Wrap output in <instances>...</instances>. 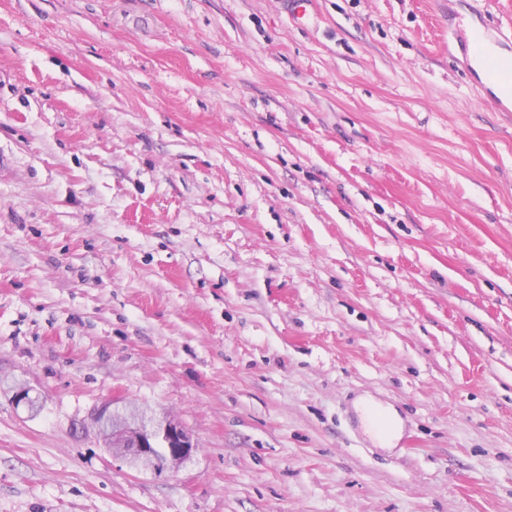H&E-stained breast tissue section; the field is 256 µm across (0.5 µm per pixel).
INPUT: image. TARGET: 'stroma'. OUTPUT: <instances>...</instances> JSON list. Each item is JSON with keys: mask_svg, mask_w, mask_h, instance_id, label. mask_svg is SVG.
Listing matches in <instances>:
<instances>
[{"mask_svg": "<svg viewBox=\"0 0 512 512\" xmlns=\"http://www.w3.org/2000/svg\"><path fill=\"white\" fill-rule=\"evenodd\" d=\"M512 0H0V512H512ZM391 406L382 447L356 403ZM177 421L112 460V400ZM479 24L483 28L482 39L472 40L471 34L469 38L463 37L460 43L456 39L457 46L465 58L464 66L475 73L476 67H479L492 81L512 80V72H505L501 68L499 58L493 50L494 47L512 48V32L489 28L482 21H479ZM120 409L112 401V404H105L98 409L93 417L98 430L108 432V443L104 445L112 458L133 470V467H137V458L146 455L149 448L154 447L159 440L164 441L168 447L166 467L171 471H178L191 457L195 448L189 445L180 426L169 424L163 416L142 410L116 413Z\"/></svg>", "mask_w": 512, "mask_h": 512, "instance_id": "obj_1", "label": "stroma"}]
</instances>
